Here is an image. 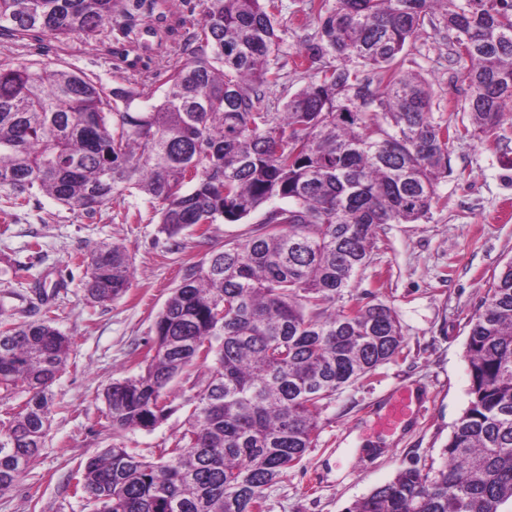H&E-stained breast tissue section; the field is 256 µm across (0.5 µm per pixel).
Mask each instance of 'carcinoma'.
<instances>
[{
    "label": "carcinoma",
    "instance_id": "carcinoma-1",
    "mask_svg": "<svg viewBox=\"0 0 512 512\" xmlns=\"http://www.w3.org/2000/svg\"><path fill=\"white\" fill-rule=\"evenodd\" d=\"M168 0L135 7L170 31ZM185 58L162 94L146 80L108 86L60 65L0 55V188L42 192L95 213L124 196L156 205L168 238L236 223L277 200L245 240L186 268L157 315L145 367L103 392L118 433L172 412L168 385L207 367L172 445L150 461L115 442L80 462L75 490L91 512H253L314 446L336 391L397 358L404 336L382 303L334 308L370 260L377 229L413 224L439 201L449 146L512 118V0H319L311 73L283 112L263 105L283 38L276 0H202ZM123 0H0V42L36 34L92 42ZM443 12L469 66L460 121L433 118L430 85L397 62L426 15ZM131 51L145 47L133 15ZM332 53L340 64L313 68ZM85 291L111 302L132 286L125 247L86 260ZM38 280L31 292L54 300ZM468 406L428 470H401L344 512H507L512 507V260L471 318ZM72 337L45 317L0 328V396L28 394L0 418V494L44 448L51 387Z\"/></svg>",
    "mask_w": 512,
    "mask_h": 512
}]
</instances>
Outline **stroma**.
I'll return each mask as SVG.
<instances>
[{"mask_svg": "<svg viewBox=\"0 0 512 512\" xmlns=\"http://www.w3.org/2000/svg\"><path fill=\"white\" fill-rule=\"evenodd\" d=\"M277 3L283 44L273 63L279 79L265 91L271 112L283 111L306 85L307 73L293 60L298 50L319 39L318 25L308 17L310 0ZM122 23L113 18L108 48L45 35L6 49L22 61L60 64L110 86L141 80L162 86L183 59L179 41L145 37L142 61L132 72L121 52ZM400 58L404 71L429 82L435 120L455 121L467 97L466 63L455 54L441 11L427 15L419 37L406 42ZM438 193L440 201L426 218L378 229L369 263L344 293V303L380 302L395 312L405 340L402 354L328 400L314 447L268 489L266 512H343L400 469L438 459L466 410L470 320L493 274L512 259V119L486 136L455 141ZM129 212L141 213V221H126ZM265 215L261 209L237 223L206 230L192 226L174 243L160 232L152 204L136 194L123 206L89 215L42 193L17 205L0 189V225L9 227L0 234V307L18 321L51 314L56 327L74 340L68 364L52 387L45 446L28 474L0 495V512H87L68 475L80 460L116 440L147 459L157 458L181 431L182 404L203 368L170 383L166 398L173 412L151 430L113 432L102 415L100 394L112 380L141 372L154 320L186 267L240 239ZM112 242L127 248L135 279L122 297L94 305L85 296L83 259L94 246ZM42 277L61 285L48 311L27 297L29 285ZM403 390L423 396L421 412L392 431L377 429L376 411Z\"/></svg>", "mask_w": 512, "mask_h": 512, "instance_id": "1", "label": "stroma"}]
</instances>
